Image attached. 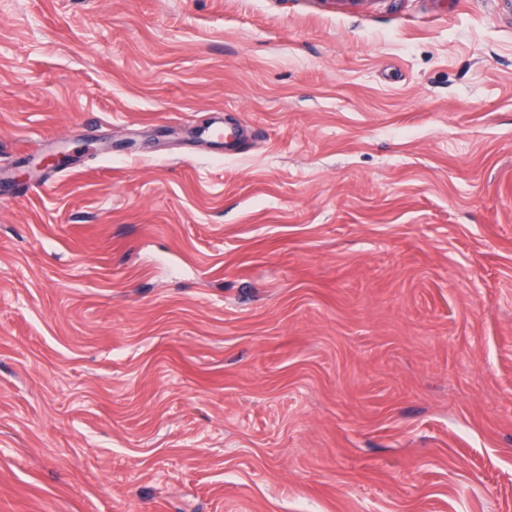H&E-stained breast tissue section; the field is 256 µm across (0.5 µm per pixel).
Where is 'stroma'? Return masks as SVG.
<instances>
[{
	"label": "stroma",
	"instance_id": "35a3bbf8",
	"mask_svg": "<svg viewBox=\"0 0 512 512\" xmlns=\"http://www.w3.org/2000/svg\"><path fill=\"white\" fill-rule=\"evenodd\" d=\"M0 183V512H512V0H0Z\"/></svg>",
	"mask_w": 512,
	"mask_h": 512
}]
</instances>
